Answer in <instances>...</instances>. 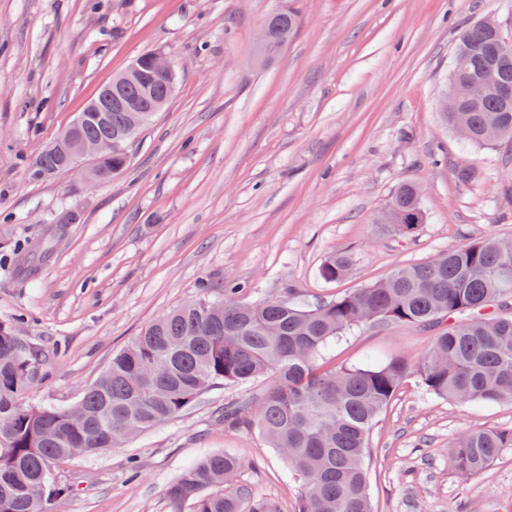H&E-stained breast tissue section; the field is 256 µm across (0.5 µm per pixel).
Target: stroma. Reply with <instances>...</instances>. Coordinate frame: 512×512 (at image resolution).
Instances as JSON below:
<instances>
[{"mask_svg":"<svg viewBox=\"0 0 512 512\" xmlns=\"http://www.w3.org/2000/svg\"><path fill=\"white\" fill-rule=\"evenodd\" d=\"M288 0H0V322L37 353L27 399L75 404L113 353L160 314L242 288L241 301L336 298L490 236L512 237V143H464L438 109L455 40L512 0H299L282 53L258 64L264 18ZM174 62L178 92L130 145L129 166L88 185L80 169L33 182L27 166L140 54ZM469 164L472 184L454 171ZM420 189L413 236L376 221ZM352 258L341 281L319 270ZM435 329L352 330L322 368L417 362ZM272 378L211 390L177 419L53 469L48 512H172L167 486L205 455L234 483L298 512L300 482L224 403L257 405ZM512 426V405L466 406L409 376L370 432L374 512H512V448L464 478L448 442ZM351 256L337 253L327 258L321 268L320 276L326 282H336L343 278L351 266Z\"/></svg>","mask_w":512,"mask_h":512,"instance_id":"1","label":"stroma"}]
</instances>
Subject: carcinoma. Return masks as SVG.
<instances>
[{
  "label": "carcinoma",
  "instance_id": "cac0c4a2",
  "mask_svg": "<svg viewBox=\"0 0 512 512\" xmlns=\"http://www.w3.org/2000/svg\"><path fill=\"white\" fill-rule=\"evenodd\" d=\"M294 8L269 15V41L259 50L265 63L280 55L298 27ZM496 62L494 40L475 24L458 37L448 90L441 105L448 128L470 132L468 142L512 139V101L493 88L470 96L464 78ZM67 126L27 169L40 182L64 171L81 141L103 145L135 136L154 116L145 112H85ZM129 163V151L107 147L95 171L105 183ZM388 228L410 236L424 221L418 189L400 185L390 198ZM351 256L327 258L320 276L343 278ZM512 298V239L487 237L432 261L399 266L385 278L310 307L290 298L243 304L234 288L224 298L202 294L163 313L112 356L95 384L72 407L24 401L33 354L19 346L13 327L0 322V512H47L48 499L35 486L51 479L52 467L68 459L119 446L189 409L201 393L244 385L264 376L274 385L256 411L238 402L224 418L247 414L288 463L302 485L298 512H373L368 488V438L378 414L411 374L426 391L458 404H512V318L494 309ZM448 322L412 365L404 359L320 371L330 342L356 327L406 323L423 327ZM152 382L135 386L139 369ZM504 448L512 427L466 430L448 441V461L464 477L485 471ZM240 468L229 453H212L189 466L166 488L180 512H278L249 488L206 494L226 485Z\"/></svg>",
  "mask_w": 512,
  "mask_h": 512
}]
</instances>
